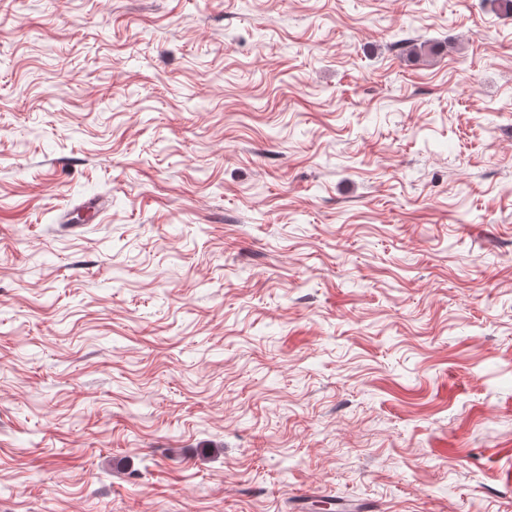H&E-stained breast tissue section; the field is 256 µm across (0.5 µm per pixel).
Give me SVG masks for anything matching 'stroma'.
<instances>
[{"label":"stroma","instance_id":"obj_1","mask_svg":"<svg viewBox=\"0 0 512 512\" xmlns=\"http://www.w3.org/2000/svg\"><path fill=\"white\" fill-rule=\"evenodd\" d=\"M307 492L512 512V17L0 0V512Z\"/></svg>","mask_w":512,"mask_h":512}]
</instances>
